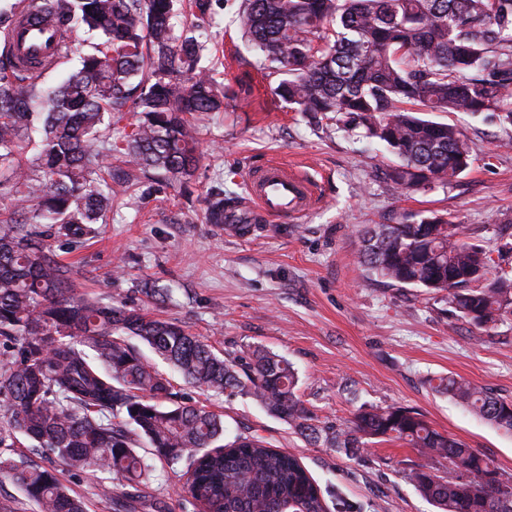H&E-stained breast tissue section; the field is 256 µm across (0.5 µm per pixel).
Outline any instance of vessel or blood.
<instances>
[{"label": "vessel or blood", "instance_id": "obj_1", "mask_svg": "<svg viewBox=\"0 0 512 512\" xmlns=\"http://www.w3.org/2000/svg\"><path fill=\"white\" fill-rule=\"evenodd\" d=\"M17 61L51 57L63 42L64 35L53 21L35 16H19L13 24ZM248 196L224 214V229L238 234L240 221L294 220L314 209L321 202L315 184L297 167L272 161L253 170L248 176Z\"/></svg>", "mask_w": 512, "mask_h": 512}]
</instances>
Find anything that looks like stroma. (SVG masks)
Returning <instances> with one entry per match:
<instances>
[{"label":"stroma","mask_w":512,"mask_h":512,"mask_svg":"<svg viewBox=\"0 0 512 512\" xmlns=\"http://www.w3.org/2000/svg\"><path fill=\"white\" fill-rule=\"evenodd\" d=\"M240 0H214L207 34L221 41L214 59L219 81L248 88L249 99L229 101L202 123V159L189 187L128 204L112 202L108 223L82 248L53 240L56 259L78 267L79 292L187 326L220 352L261 347L286 357L298 374L297 394L320 421L342 426L361 405L401 404L437 430L485 454L512 474V433L433 392L428 377L452 375L512 399V319L478 333L439 298L418 288H394L363 276L355 247L363 224H400L411 215L438 213L461 224L470 241L489 251L496 272L512 276V249L500 230L512 219V148L506 132L480 117L434 113L458 125L472 160L456 182L404 193L387 172L395 159L378 142L310 124L275 102L278 75L241 39L233 18ZM302 167L323 201L295 222L262 224L250 237H230L207 223L210 188L224 197L248 193V176L269 158ZM167 289L162 300L141 284ZM178 400L223 412L227 436L249 431L296 455L321 489L350 512H435L406 477L422 458L392 440L352 456L305 442L252 398L213 396L187 383L166 362ZM62 481L88 512H110L111 475L60 468ZM179 467L155 461L136 512H185Z\"/></svg>","instance_id":"35a3bbf8"}]
</instances>
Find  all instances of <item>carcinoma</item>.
Segmentation results:
<instances>
[{
  "mask_svg": "<svg viewBox=\"0 0 512 512\" xmlns=\"http://www.w3.org/2000/svg\"><path fill=\"white\" fill-rule=\"evenodd\" d=\"M179 2L17 0L0 10V200L10 203L0 211V471L38 512H85V503L53 470L15 456L24 439L41 456L135 489L150 483V460L179 465L195 512H328L299 458L249 432L226 439L223 415L174 399L169 380L128 344L135 337L185 381L251 396L316 445L357 453L381 439L406 442L427 458L407 479L438 512H512V476L416 410L360 407L342 428L322 424L286 358L261 348L221 357L176 321L78 293V271L53 258L49 240L77 249L107 223L103 158L125 157L111 179L142 194L195 177L198 121L234 93L207 64L218 51L204 36L212 0H190L177 32ZM34 9L99 35L53 90L47 77L73 45L47 63L14 61L10 23ZM235 22L281 76L274 96L384 144L399 160L387 176L403 192L449 185L470 166L464 134L420 113L512 127V0H241ZM128 112L135 123L112 140ZM231 205L214 190L206 221L224 223ZM359 263L393 286L440 296L483 332L512 317L509 277L443 215L365 225ZM427 383L512 433L511 400L448 375Z\"/></svg>",
  "mask_w": 512,
  "mask_h": 512,
  "instance_id": "1",
  "label": "carcinoma"
}]
</instances>
